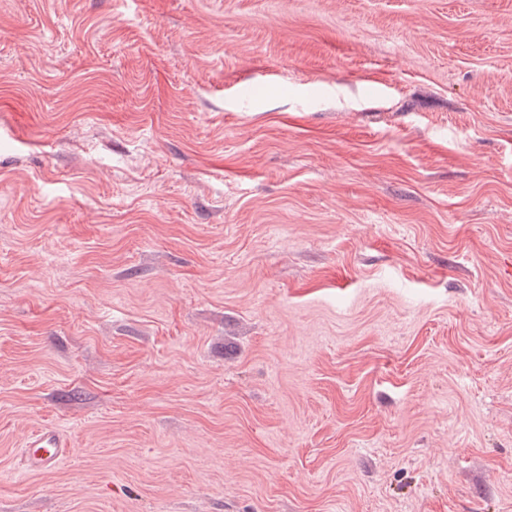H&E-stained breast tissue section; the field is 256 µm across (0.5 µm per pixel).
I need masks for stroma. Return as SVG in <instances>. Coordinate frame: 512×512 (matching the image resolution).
I'll list each match as a JSON object with an SVG mask.
<instances>
[{
  "label": "stroma",
  "mask_w": 512,
  "mask_h": 512,
  "mask_svg": "<svg viewBox=\"0 0 512 512\" xmlns=\"http://www.w3.org/2000/svg\"><path fill=\"white\" fill-rule=\"evenodd\" d=\"M0 512H512V0H0ZM67 452L66 444L49 431L34 435L24 448L27 466L32 470L55 466Z\"/></svg>",
  "instance_id": "stroma-1"
}]
</instances>
